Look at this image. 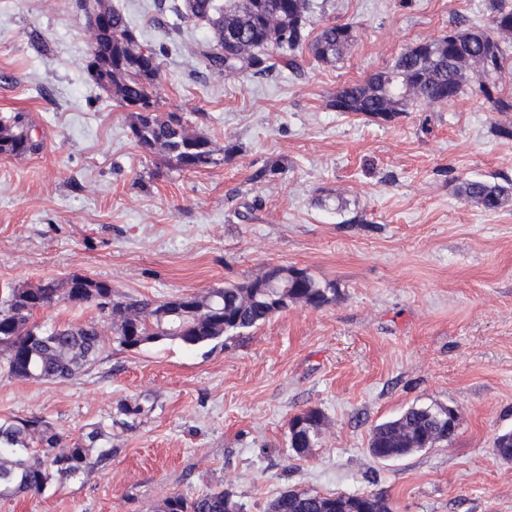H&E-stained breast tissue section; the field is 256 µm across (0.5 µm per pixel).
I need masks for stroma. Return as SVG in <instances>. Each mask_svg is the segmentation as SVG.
Listing matches in <instances>:
<instances>
[{
  "instance_id": "35a3bbf8",
  "label": "stroma",
  "mask_w": 512,
  "mask_h": 512,
  "mask_svg": "<svg viewBox=\"0 0 512 512\" xmlns=\"http://www.w3.org/2000/svg\"><path fill=\"white\" fill-rule=\"evenodd\" d=\"M160 50V111L186 113L221 148L186 172L133 139L129 111L92 82L79 0H0V115L26 113L41 151L0 157V298L74 274L163 300L272 266L335 282L334 301L290 307L249 333L189 350L109 343L66 382L0 371V417L41 416L66 438L123 403L105 470L0 500V512H157L220 483L247 512L282 492L369 494L394 512H512V204L486 212L467 179L512 183V112L480 96L416 101L392 122L336 111V90L437 39L484 0H311L309 28L354 26L341 60L305 72L218 75L174 0H109ZM455 409L454 437L403 458L368 453L371 429L413 405ZM325 420L302 459L288 422Z\"/></svg>"
}]
</instances>
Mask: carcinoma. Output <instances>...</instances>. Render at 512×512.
<instances>
[{
    "label": "carcinoma",
    "instance_id": "1",
    "mask_svg": "<svg viewBox=\"0 0 512 512\" xmlns=\"http://www.w3.org/2000/svg\"><path fill=\"white\" fill-rule=\"evenodd\" d=\"M485 9L486 24L459 22L448 29V38L426 47H407L388 70L337 90L331 106L340 102L344 112L390 121L418 97L443 104L470 92L484 97L497 112H511L512 98L494 95L490 84L512 68V4L485 0ZM174 12L185 21L204 20L211 26L213 38L200 55L206 68L218 73L265 75L280 67L298 73L299 54L306 51L317 62L331 63L354 40L352 26L336 23L324 24L310 37L309 0H185L183 8L176 7ZM101 18L92 79L111 90L121 103L147 101L153 106L146 114L131 113L130 130L136 144L148 152L163 153L181 170L200 172L216 165L218 149L210 138L192 130L182 114L158 111L152 94L160 75L158 54L152 49L137 52V36L125 16L104 0H95L90 20ZM271 45L277 54L260 53ZM468 60L480 63L475 80L464 66ZM28 124L22 112L0 117L1 157H22L40 150L41 143L32 138ZM459 191L489 212L499 210L512 196V187L494 180H467ZM335 298V282L284 266H273L244 283L159 301L119 300L110 282L74 274L63 283L49 280L12 288L0 301V369L10 377L32 382L67 381L93 365L110 340L128 351L161 341L202 348L241 336L291 305L318 309ZM56 301L108 313L114 324L113 337L94 320L51 327L33 321L38 310ZM431 410V406H412L375 425L369 453L374 457L394 451L407 454L411 448L451 439L454 428L446 421L438 423ZM323 421L316 408L291 418L288 445L297 458L306 457L316 447ZM494 452L512 461V430L496 437ZM111 462L110 422H99L68 440L38 416L0 418V500L41 492L56 478L100 471ZM158 512H243V505L229 491L215 489L194 497L170 496ZM270 512L391 509L377 496L344 499L288 490L273 500Z\"/></svg>",
    "mask_w": 512,
    "mask_h": 512
}]
</instances>
